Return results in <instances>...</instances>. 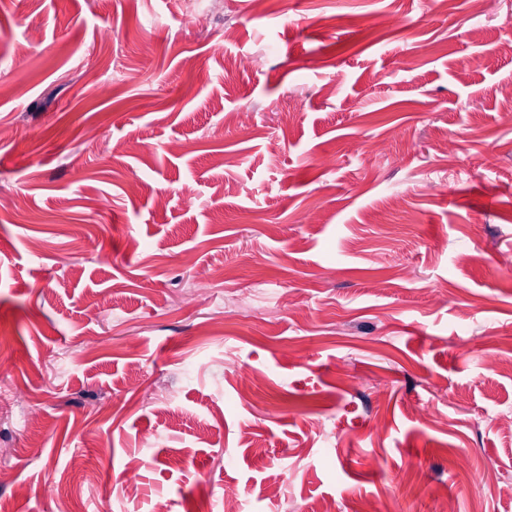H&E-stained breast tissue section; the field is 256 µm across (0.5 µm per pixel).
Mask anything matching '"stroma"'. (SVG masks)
<instances>
[{"mask_svg": "<svg viewBox=\"0 0 512 512\" xmlns=\"http://www.w3.org/2000/svg\"><path fill=\"white\" fill-rule=\"evenodd\" d=\"M223 2L0 0V500L512 512V0Z\"/></svg>", "mask_w": 512, "mask_h": 512, "instance_id": "obj_1", "label": "stroma"}]
</instances>
